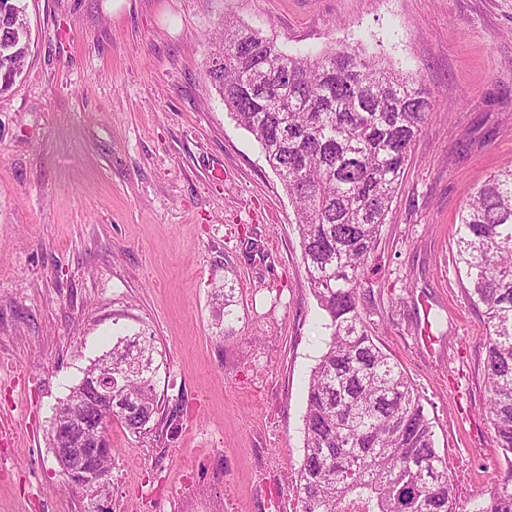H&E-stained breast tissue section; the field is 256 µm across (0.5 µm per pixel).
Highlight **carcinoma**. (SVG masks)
<instances>
[{
    "label": "carcinoma",
    "mask_w": 512,
    "mask_h": 512,
    "mask_svg": "<svg viewBox=\"0 0 512 512\" xmlns=\"http://www.w3.org/2000/svg\"><path fill=\"white\" fill-rule=\"evenodd\" d=\"M21 0H0V93L23 73L31 42L18 34ZM204 78L224 108L260 145L295 204L306 275L330 330L307 383L304 454L295 512H457L446 459L434 443L413 383L374 342L359 306L364 271L403 181L409 153L434 111L429 93L375 56L347 48L290 54L262 30L225 15L209 39ZM257 78L256 94L241 88ZM456 263L481 310L487 409L505 468L478 512H512V169L471 196L459 216ZM224 323L235 319L234 289L216 291ZM154 343L144 336L112 345V405L90 383L94 362L56 408L109 429L112 418L134 434L161 411L153 385ZM51 448H95L49 434ZM109 488L112 454L98 461Z\"/></svg>",
    "instance_id": "obj_1"
}]
</instances>
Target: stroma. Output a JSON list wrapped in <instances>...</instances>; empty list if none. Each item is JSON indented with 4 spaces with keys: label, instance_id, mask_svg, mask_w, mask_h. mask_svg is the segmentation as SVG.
Masks as SVG:
<instances>
[{
    "label": "stroma",
    "instance_id": "35a3bbf8",
    "mask_svg": "<svg viewBox=\"0 0 512 512\" xmlns=\"http://www.w3.org/2000/svg\"><path fill=\"white\" fill-rule=\"evenodd\" d=\"M31 55L0 94V512H88L61 490L53 408L118 338H152L174 427L109 437L139 508L143 448H175L180 483L224 449L225 499L269 512L253 451L279 455L295 512L306 385L326 316L305 273L294 205L261 148L205 81L208 36L234 13L289 52L359 47L429 90L436 111L360 286L376 343L417 388L462 512L505 463L487 415L480 311L454 262L458 217L512 167V0H23ZM234 288L225 323L215 289ZM431 342H424L423 333ZM43 492L32 499L31 489Z\"/></svg>",
    "mask_w": 512,
    "mask_h": 512
}]
</instances>
